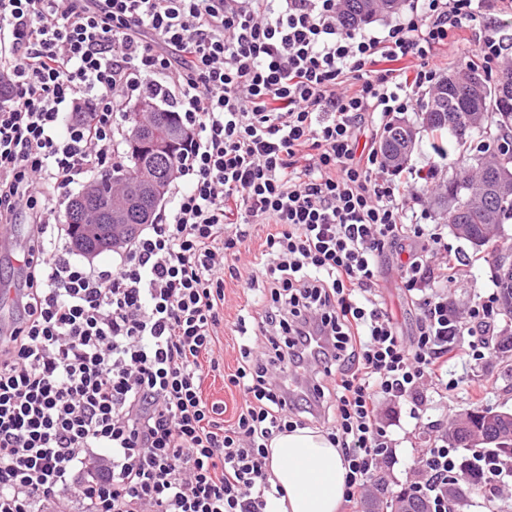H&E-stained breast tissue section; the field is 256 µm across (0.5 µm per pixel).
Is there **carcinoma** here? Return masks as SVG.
Segmentation results:
<instances>
[{"instance_id": "1", "label": "carcinoma", "mask_w": 512, "mask_h": 512, "mask_svg": "<svg viewBox=\"0 0 512 512\" xmlns=\"http://www.w3.org/2000/svg\"><path fill=\"white\" fill-rule=\"evenodd\" d=\"M401 0H341L339 18L349 29H358L371 23L379 14H388L400 5ZM476 77L484 95L471 97L467 80ZM472 112H492L496 122L489 128L474 129L464 135H457L448 126V118L458 119ZM419 125L431 132L436 143L448 144L463 153L461 164L452 168L448 178L443 180L437 198L440 218L451 231L463 230L459 238L469 242L475 252L484 249L486 228L489 224L502 227L512 220V194L505 196L495 190L496 183L512 181V77H503L490 84L480 68L470 64L448 73L428 95L422 110L418 113ZM496 141L500 148L489 156L478 144ZM414 145L413 127L405 122H394L384 128L380 150L386 163L392 167L408 160ZM182 153L176 149L158 163L149 165L134 151L126 152L127 164L111 178L96 182L93 188L97 194L89 199L90 209L104 216L114 202L113 184L122 180L130 181L148 177L168 189L174 175L177 159ZM488 179L483 207L477 208L469 200L467 189L478 180ZM454 205L448 206V200ZM497 288L498 311L502 319L512 322V279L494 278ZM473 410L482 413L478 420L466 416L463 426L445 431L449 444H470L473 436L480 441L479 448L493 449L512 456V450L504 447L512 440V418L493 413L490 408L476 405ZM362 512H431L429 504L422 498L407 496L402 492L394 494L385 489V482L372 479L364 490L361 500Z\"/></svg>"}]
</instances>
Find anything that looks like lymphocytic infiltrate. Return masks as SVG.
I'll return each instance as SVG.
<instances>
[{
    "instance_id": "f902f5d3",
    "label": "lymphocytic infiltrate",
    "mask_w": 512,
    "mask_h": 512,
    "mask_svg": "<svg viewBox=\"0 0 512 512\" xmlns=\"http://www.w3.org/2000/svg\"><path fill=\"white\" fill-rule=\"evenodd\" d=\"M340 0H0V225L30 234L0 326V512H270L283 497L266 449L322 426L361 495L395 455L382 402L449 386L453 344L490 335L497 296L466 316L440 291L442 239L406 198L422 175L388 169L379 128L420 111L437 58L484 21L477 56L499 77L512 48L491 16L512 0H409L381 32L343 29ZM157 90L192 132L168 208L95 264L67 246L62 199L122 165L126 106ZM239 218L228 225L227 206ZM271 224L258 332L228 382L224 424L202 392L218 370L224 259ZM397 261L415 313L403 335L379 294ZM409 494L448 512L449 475L512 486V456L434 439Z\"/></svg>"
}]
</instances>
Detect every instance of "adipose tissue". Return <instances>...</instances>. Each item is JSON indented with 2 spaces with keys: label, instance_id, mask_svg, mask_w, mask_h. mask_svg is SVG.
<instances>
[{
  "label": "adipose tissue",
  "instance_id": "1",
  "mask_svg": "<svg viewBox=\"0 0 512 512\" xmlns=\"http://www.w3.org/2000/svg\"><path fill=\"white\" fill-rule=\"evenodd\" d=\"M267 465L286 492L275 512H338L347 469L326 433L305 428L278 435L268 447Z\"/></svg>",
  "mask_w": 512,
  "mask_h": 512
}]
</instances>
